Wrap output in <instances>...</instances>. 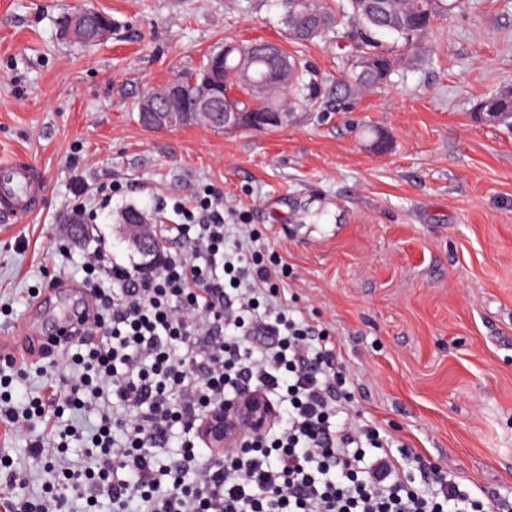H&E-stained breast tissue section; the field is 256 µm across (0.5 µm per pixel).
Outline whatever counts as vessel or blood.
I'll return each mask as SVG.
<instances>
[{"label": "vessel or blood", "mask_w": 512, "mask_h": 512, "mask_svg": "<svg viewBox=\"0 0 512 512\" xmlns=\"http://www.w3.org/2000/svg\"><path fill=\"white\" fill-rule=\"evenodd\" d=\"M44 194V183L35 168L15 159L0 163V213L21 217L33 213Z\"/></svg>", "instance_id": "1"}]
</instances>
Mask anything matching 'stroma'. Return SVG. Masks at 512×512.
<instances>
[{
    "mask_svg": "<svg viewBox=\"0 0 512 512\" xmlns=\"http://www.w3.org/2000/svg\"><path fill=\"white\" fill-rule=\"evenodd\" d=\"M335 43L291 40L279 0H0V162L43 176L39 210L0 217V333L20 348L48 335L60 296L84 278L85 248L137 259L122 215L144 212L167 248L205 184L248 211L259 244L287 264L283 287L329 331L358 422H373L479 496L512 500V127L479 102L512 89V0H467L399 60L386 82L349 87L355 21L345 0ZM112 18L95 46L59 39L64 12ZM272 42L307 66L286 126L154 131L136 104L195 70L226 41ZM85 242L61 254L73 197L97 205ZM40 298H32V290ZM44 429L0 422V474L41 496L56 475L29 444Z\"/></svg>",
    "mask_w": 512,
    "mask_h": 512,
    "instance_id": "stroma-1",
    "label": "stroma"
}]
</instances>
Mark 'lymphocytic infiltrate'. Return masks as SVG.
Here are the masks:
<instances>
[{
    "label": "lymphocytic infiltrate",
    "mask_w": 512,
    "mask_h": 512,
    "mask_svg": "<svg viewBox=\"0 0 512 512\" xmlns=\"http://www.w3.org/2000/svg\"><path fill=\"white\" fill-rule=\"evenodd\" d=\"M183 217L173 227L181 247L161 263L126 266L105 247L87 250L93 313L67 342L81 372L50 375L47 401L15 407L4 388L27 363L0 358V421L12 428L36 416L52 424L66 407L98 414L79 459L64 455L77 428L34 439L32 455L60 467L66 488L10 512H64L70 492L85 512L103 500L112 512L135 502L140 512H494L456 478L424 466L408 478L411 451L393 449L380 427L340 421L351 396L335 349L320 325L294 318L278 287L282 268L227 245L220 194L209 191ZM244 390L263 392L277 422L241 453H197L203 420ZM176 425L181 451L160 462L155 449Z\"/></svg>",
    "instance_id": "obj_1"
}]
</instances>
